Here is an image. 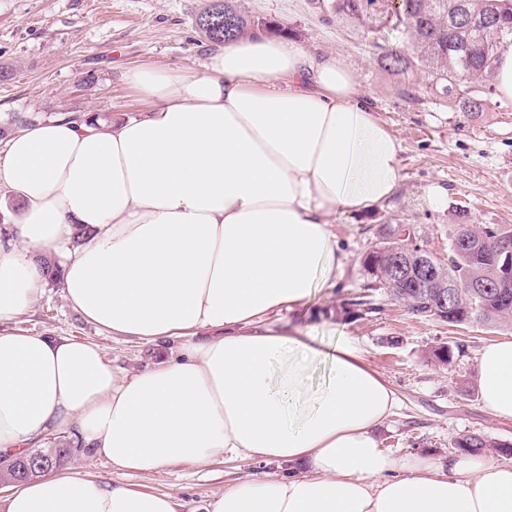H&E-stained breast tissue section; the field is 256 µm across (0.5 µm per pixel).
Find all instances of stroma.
I'll return each instance as SVG.
<instances>
[{
  "label": "stroma",
  "instance_id": "stroma-1",
  "mask_svg": "<svg viewBox=\"0 0 512 512\" xmlns=\"http://www.w3.org/2000/svg\"><path fill=\"white\" fill-rule=\"evenodd\" d=\"M208 0H0V127L19 117L47 121L64 113L108 114L124 120L141 114L144 101L128 75L140 67L203 70L213 50L195 28ZM251 15L273 21L310 51L332 52L351 67L358 98L371 105L399 141L402 178L388 200L366 211L336 212L334 231L347 261L336 288L310 299L304 335L315 342L358 337L366 358L395 390V413L378 431L380 447L402 458L426 454L449 460L456 438L481 433L512 444V421L483 410L472 393L480 348L512 336V326L451 328L411 315L384 291L371 308L352 315L347 303L361 294L369 275L365 255L384 229L413 228L416 243L447 257L454 211L473 224H512V100L486 95L482 111L462 112L432 92L419 73L381 67V49L409 53L404 23L376 4L363 23L336 15L332 0H242ZM445 187L439 207L428 203L432 186ZM32 335H64L96 344L119 374L159 364L165 346L99 329L66 301L60 284L46 282L26 312L0 325ZM459 340L463 355L448 365L428 359L430 349ZM141 491L171 494L192 508L226 485L277 467L215 456L202 464L173 463L154 474L121 475L110 462L75 453L65 464Z\"/></svg>",
  "mask_w": 512,
  "mask_h": 512
}]
</instances>
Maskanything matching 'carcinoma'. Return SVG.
Here are the masks:
<instances>
[{
	"label": "carcinoma",
	"instance_id": "1",
	"mask_svg": "<svg viewBox=\"0 0 512 512\" xmlns=\"http://www.w3.org/2000/svg\"><path fill=\"white\" fill-rule=\"evenodd\" d=\"M336 14L361 21L371 0H333ZM391 9L409 28L411 53L391 51L381 56L384 67L400 66L425 73L429 84L441 97L456 103L463 112L482 108L483 87L493 81L497 48L512 43V0H400ZM195 26L213 44L274 30V26L254 17L240 6L239 0L210 3L197 14ZM461 238L469 245L459 249ZM512 243V224H469L459 219L451 225L448 258L438 268L437 281L419 283L410 278L400 288L388 285L390 256L367 254L364 268L370 276L369 290L384 289L418 318H428L450 327L500 325L512 323V275L504 270L500 256L501 240ZM449 287H438V284ZM448 295V314L435 311L441 294ZM463 344L442 345L431 349L430 356L449 364ZM461 451L481 455L493 449L512 455V447L489 440L481 434H469L454 441Z\"/></svg>",
	"mask_w": 512,
	"mask_h": 512
}]
</instances>
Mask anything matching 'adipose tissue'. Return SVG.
Listing matches in <instances>:
<instances>
[{
	"instance_id": "1",
	"label": "adipose tissue",
	"mask_w": 512,
	"mask_h": 512,
	"mask_svg": "<svg viewBox=\"0 0 512 512\" xmlns=\"http://www.w3.org/2000/svg\"><path fill=\"white\" fill-rule=\"evenodd\" d=\"M130 82L149 104L138 117L25 124L0 153L19 200L0 226V321L28 308L42 254L62 248L64 296L88 321L179 345L122 376L91 343L0 333V455L56 439L122 474L219 453L289 467L225 486L203 512H512V461L385 453L396 397L360 341L318 347L273 320L335 287L347 257L332 215L386 201L401 179L398 142L358 101L353 70L260 34L219 47L205 72L145 67ZM476 385L512 420V336L480 350ZM6 512L176 505L53 471Z\"/></svg>"
}]
</instances>
